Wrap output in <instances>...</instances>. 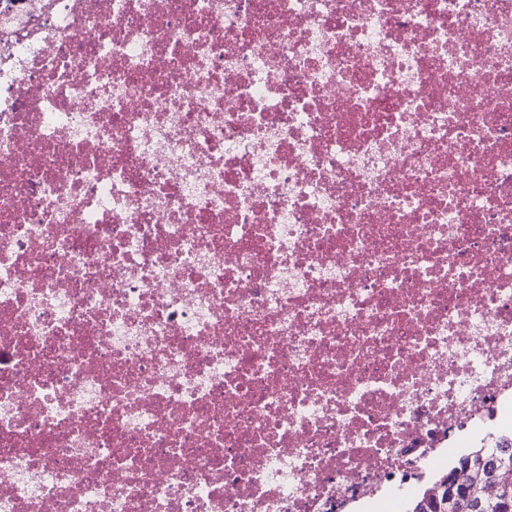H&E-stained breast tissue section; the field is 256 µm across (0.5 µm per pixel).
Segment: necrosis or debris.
<instances>
[{
	"label": "necrosis or debris",
	"instance_id": "4bbe7bcc",
	"mask_svg": "<svg viewBox=\"0 0 512 512\" xmlns=\"http://www.w3.org/2000/svg\"><path fill=\"white\" fill-rule=\"evenodd\" d=\"M512 428V0H0V512H355Z\"/></svg>",
	"mask_w": 512,
	"mask_h": 512
}]
</instances>
